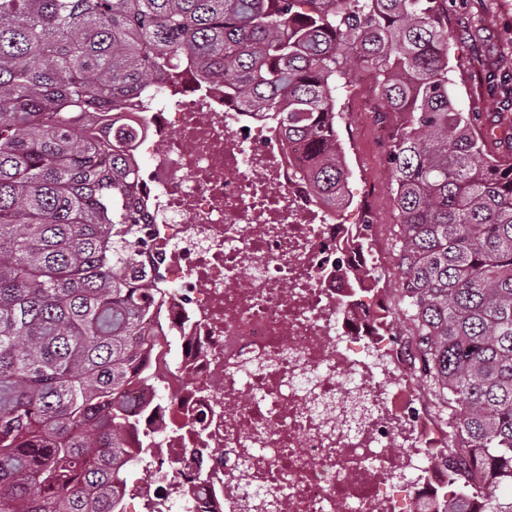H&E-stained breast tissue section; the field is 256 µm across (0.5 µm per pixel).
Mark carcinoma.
Masks as SVG:
<instances>
[{
  "label": "carcinoma",
  "instance_id": "carcinoma-1",
  "mask_svg": "<svg viewBox=\"0 0 512 512\" xmlns=\"http://www.w3.org/2000/svg\"><path fill=\"white\" fill-rule=\"evenodd\" d=\"M444 2L0 0V512H120L123 399L159 346V289L131 275L142 166L113 115L188 73L222 79L303 144L339 210L336 98L357 69L405 114L387 153L400 311L483 479L428 512H512V162L484 156L512 131L458 107Z\"/></svg>",
  "mask_w": 512,
  "mask_h": 512
}]
</instances>
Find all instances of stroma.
Returning a JSON list of instances; mask_svg holds the SVG:
<instances>
[{"instance_id": "stroma-1", "label": "stroma", "mask_w": 512, "mask_h": 512, "mask_svg": "<svg viewBox=\"0 0 512 512\" xmlns=\"http://www.w3.org/2000/svg\"><path fill=\"white\" fill-rule=\"evenodd\" d=\"M448 36L449 77L460 108L471 113L477 127L492 122L511 127L512 0H448ZM379 123L394 128L400 118L372 104L338 130L349 145V189L356 199L343 213L349 224L366 217L384 224L394 210L387 149L373 139Z\"/></svg>"}]
</instances>
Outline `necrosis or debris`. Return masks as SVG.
Returning a JSON list of instances; mask_svg holds the SVG:
<instances>
[{
	"instance_id": "1",
	"label": "necrosis or debris",
	"mask_w": 512,
	"mask_h": 512,
	"mask_svg": "<svg viewBox=\"0 0 512 512\" xmlns=\"http://www.w3.org/2000/svg\"><path fill=\"white\" fill-rule=\"evenodd\" d=\"M131 121L165 288L145 327L175 351L126 393L154 446L125 512H423L450 483V415L396 324L393 249L342 223L299 178L305 149L223 81Z\"/></svg>"
}]
</instances>
